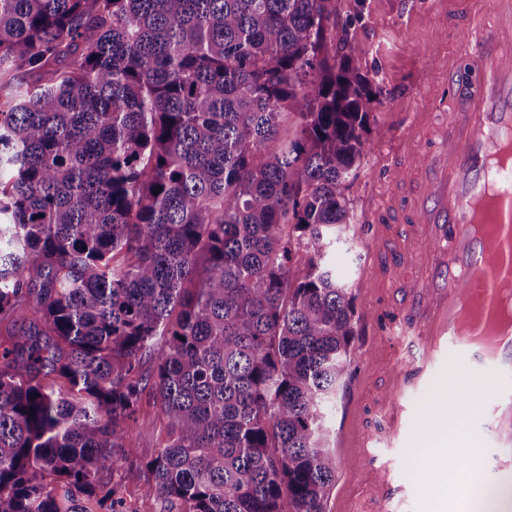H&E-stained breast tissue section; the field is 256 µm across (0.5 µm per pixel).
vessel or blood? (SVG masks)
Returning <instances> with one entry per match:
<instances>
[{"mask_svg":"<svg viewBox=\"0 0 512 512\" xmlns=\"http://www.w3.org/2000/svg\"><path fill=\"white\" fill-rule=\"evenodd\" d=\"M504 28L487 29L469 51L444 57L435 75L455 104L444 123L416 112L391 143L390 215L370 241L373 283L382 284L391 320L369 357L390 353L379 394L381 426L354 424L344 468L369 490L370 512H472L474 486L512 473V382L476 405L469 433L478 447L469 480L452 494L443 481L415 499L408 482L373 444L410 447L412 404L450 359L474 376L495 369L512 379V0H495Z\"/></svg>","mask_w":512,"mask_h":512,"instance_id":"b4317fda","label":"vessel or blood"}]
</instances>
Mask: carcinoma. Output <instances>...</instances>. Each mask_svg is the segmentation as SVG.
Returning a JSON list of instances; mask_svg holds the SVG:
<instances>
[{
    "instance_id": "carcinoma-1",
    "label": "carcinoma",
    "mask_w": 512,
    "mask_h": 512,
    "mask_svg": "<svg viewBox=\"0 0 512 512\" xmlns=\"http://www.w3.org/2000/svg\"><path fill=\"white\" fill-rule=\"evenodd\" d=\"M355 21L0 0V512H131L132 475L175 512H323L355 336L326 249L384 100ZM161 425L156 419L155 408L147 407L141 414L140 425L135 440L136 453L143 459L153 456L164 437Z\"/></svg>"
}]
</instances>
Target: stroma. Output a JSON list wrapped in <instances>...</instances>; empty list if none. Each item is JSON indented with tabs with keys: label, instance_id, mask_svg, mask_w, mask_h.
Here are the masks:
<instances>
[{
	"label": "stroma",
	"instance_id": "35a3bbf8",
	"mask_svg": "<svg viewBox=\"0 0 512 512\" xmlns=\"http://www.w3.org/2000/svg\"><path fill=\"white\" fill-rule=\"evenodd\" d=\"M336 7L343 14L361 13L362 19L355 26V44L364 69L384 88L385 100L375 110L383 135L369 139L361 165L346 184L353 222L328 255L353 295L360 317L354 340L357 359L352 370L371 371L367 385L356 388L347 381L337 392L328 414L335 431L340 428L342 408L349 399L358 406L360 418L371 420L370 402L378 394L384 374V363L370 367L363 358L369 344L365 315L373 298L365 291L371 254L359 235V226L364 222L366 206L379 192V178L388 158L387 139L402 129L405 114L418 111L420 105H427L432 112H448L453 101L439 98L430 75L444 52H465L468 44L480 36L470 21L455 18L452 0H336ZM467 464L460 447L452 445L446 456L433 458L427 473L411 476L410 481L418 491L426 492L435 475L450 480L465 478Z\"/></svg>",
	"mask_w": 512,
	"mask_h": 512
}]
</instances>
